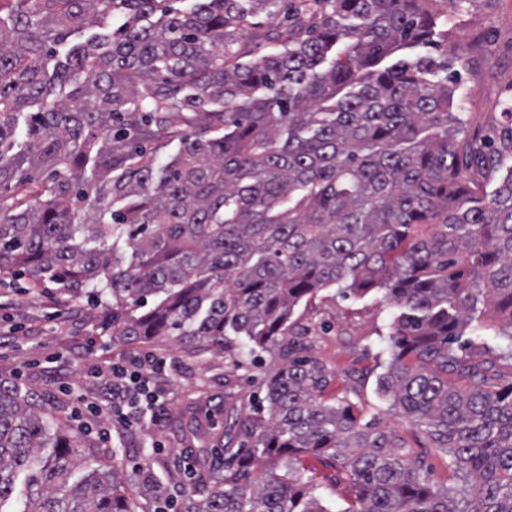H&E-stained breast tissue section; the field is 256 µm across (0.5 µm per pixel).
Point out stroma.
Masks as SVG:
<instances>
[{"label": "stroma", "mask_w": 512, "mask_h": 512, "mask_svg": "<svg viewBox=\"0 0 512 512\" xmlns=\"http://www.w3.org/2000/svg\"><path fill=\"white\" fill-rule=\"evenodd\" d=\"M451 24L465 52L457 90L465 127L494 135L504 108L512 105V0H460ZM297 315L318 325L312 353L336 371L333 393H348L364 419L378 417L387 425L402 426L389 401L376 392L377 377L390 360L391 308L371 297L346 298L338 289L327 288L312 303L301 305ZM8 329L16 330L18 343L0 349V377L22 379L39 393L46 415L73 429L78 426V402L63 394L62 383L91 376L108 362L134 353L132 347L113 343L100 309L92 306L90 298L82 295L60 304L50 289L34 290L24 280L0 284V330ZM88 336L97 341L94 350L75 349V341ZM143 349L167 361L162 403L168 417L156 425L145 420L131 428L112 423L111 440L105 445L96 432H87V446L76 464L127 470L133 458L146 456L174 472L185 466L175 415L200 398L210 407L216 425H223L229 358L188 354L169 337L155 338ZM157 441L163 443V450H154ZM310 467L323 504L330 512H344L349 485L343 475L316 461Z\"/></svg>", "instance_id": "1"}]
</instances>
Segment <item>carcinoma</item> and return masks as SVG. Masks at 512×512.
Masks as SVG:
<instances>
[{"label": "carcinoma", "instance_id": "cac0c4a2", "mask_svg": "<svg viewBox=\"0 0 512 512\" xmlns=\"http://www.w3.org/2000/svg\"><path fill=\"white\" fill-rule=\"evenodd\" d=\"M173 2L0 0V274L93 294L120 344L276 367L252 410L227 392L224 434L204 407L178 421L190 484L143 460L133 497L116 468L74 477L80 434L0 379V512H329L306 459L348 476L344 512H512V381L461 343L512 340V107L496 139L459 140L448 55L385 64L452 39L460 0ZM259 15L272 47L250 59ZM328 287L394 309L377 392L422 449L328 397L336 371L294 318ZM433 453L470 480L467 508L427 478Z\"/></svg>", "mask_w": 512, "mask_h": 512}]
</instances>
